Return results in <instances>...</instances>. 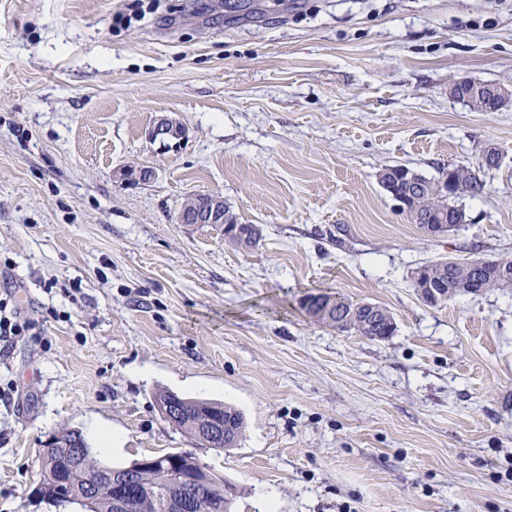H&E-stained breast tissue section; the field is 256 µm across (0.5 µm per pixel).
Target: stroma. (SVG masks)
Segmentation results:
<instances>
[{
	"instance_id": "1",
	"label": "stroma",
	"mask_w": 512,
	"mask_h": 512,
	"mask_svg": "<svg viewBox=\"0 0 512 512\" xmlns=\"http://www.w3.org/2000/svg\"><path fill=\"white\" fill-rule=\"evenodd\" d=\"M126 7L0 0V299L45 322L0 352V512H74L37 493L68 429L112 466L192 452L234 512H512V287L430 307L410 280L512 257V106L448 96L512 85V0H142L117 22ZM162 117L180 142L149 139ZM488 146L500 163L448 234L380 183ZM197 193L259 244L178 223ZM317 289L388 309L393 336L314 321ZM163 389L240 409L237 447L177 431Z\"/></svg>"
}]
</instances>
